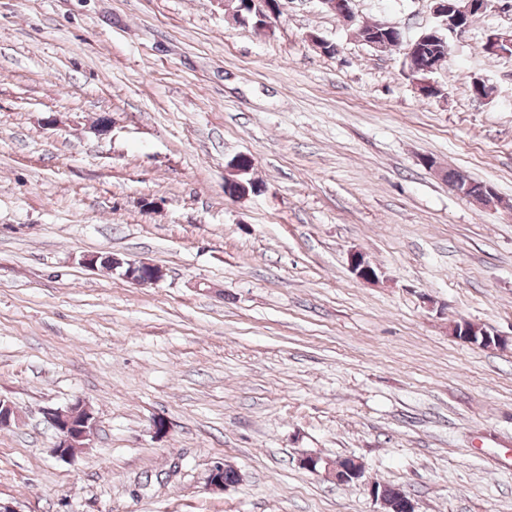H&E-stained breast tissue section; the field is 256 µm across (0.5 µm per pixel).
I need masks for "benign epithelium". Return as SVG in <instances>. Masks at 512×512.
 Listing matches in <instances>:
<instances>
[{
	"label": "benign epithelium",
	"instance_id": "obj_1",
	"mask_svg": "<svg viewBox=\"0 0 512 512\" xmlns=\"http://www.w3.org/2000/svg\"><path fill=\"white\" fill-rule=\"evenodd\" d=\"M322 6L329 12L342 19L352 17V8L349 6L351 0H319ZM434 14L441 23L429 29V33L416 37L408 43L405 48L406 62L408 69L406 74H430L435 72L431 62L424 59L420 54V44L425 37H433L445 40L447 34L462 33L466 31L472 19L483 13L488 5V0H434ZM484 51L490 56L512 55V32L494 33L487 36L483 44ZM473 180L463 171L458 172L450 187L456 194L465 198L479 208L492 207L500 204V199L490 185H485L480 197L470 195ZM131 272L125 274V278L138 285H153L159 282L163 274L153 272L151 277L140 278L132 273V270L144 265L142 261H128ZM349 266L356 276L363 281L375 279L376 272L360 252H353L349 256ZM45 420L54 430V452L60 458H66L72 454L74 449L84 446L96 424V418L90 406L82 399L77 400L67 409H49L45 412ZM358 459H353V464L332 470L330 464H321L317 455H306L299 458V466L312 473L324 472V474L335 481L344 482L353 479H361V475L355 464Z\"/></svg>",
	"mask_w": 512,
	"mask_h": 512
}]
</instances>
